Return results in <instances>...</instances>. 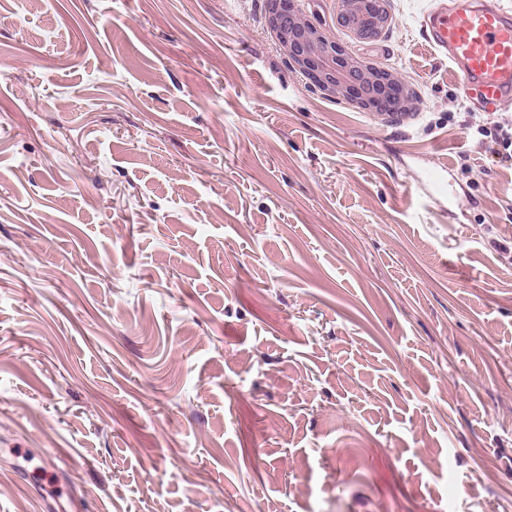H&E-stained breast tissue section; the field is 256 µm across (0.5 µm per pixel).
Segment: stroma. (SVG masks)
Instances as JSON below:
<instances>
[{
  "instance_id": "1",
  "label": "stroma",
  "mask_w": 512,
  "mask_h": 512,
  "mask_svg": "<svg viewBox=\"0 0 512 512\" xmlns=\"http://www.w3.org/2000/svg\"><path fill=\"white\" fill-rule=\"evenodd\" d=\"M432 2H302L410 127L265 0H0V512H512V166ZM300 2L269 0L266 13L267 25L293 70L322 94L356 104L388 123L414 119L419 99L414 89L392 68L369 63L337 42L308 18ZM386 0H337L336 21L361 42H374L390 25ZM473 113L468 124L471 136L476 140V144L481 147L491 143L498 145L500 149H494L492 152L501 156V161L512 162V115H501L497 120L481 115V113ZM510 151L508 152V150Z\"/></svg>"
}]
</instances>
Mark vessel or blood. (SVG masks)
<instances>
[{"instance_id": "b4317fda", "label": "vessel or blood", "mask_w": 512, "mask_h": 512, "mask_svg": "<svg viewBox=\"0 0 512 512\" xmlns=\"http://www.w3.org/2000/svg\"><path fill=\"white\" fill-rule=\"evenodd\" d=\"M426 41L447 58L466 96L494 112L512 103V9L500 0H435Z\"/></svg>"}]
</instances>
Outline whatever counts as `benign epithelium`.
<instances>
[{"label":"benign epithelium","instance_id":"obj_1","mask_svg":"<svg viewBox=\"0 0 512 512\" xmlns=\"http://www.w3.org/2000/svg\"><path fill=\"white\" fill-rule=\"evenodd\" d=\"M336 21L361 42H374L390 25L386 0H337ZM267 25L295 72L322 94L372 114L411 112L418 95L398 73L369 63L311 21L300 0H268Z\"/></svg>","mask_w":512,"mask_h":512}]
</instances>
